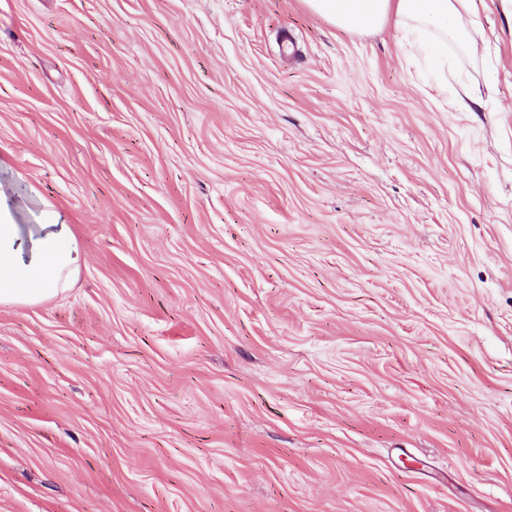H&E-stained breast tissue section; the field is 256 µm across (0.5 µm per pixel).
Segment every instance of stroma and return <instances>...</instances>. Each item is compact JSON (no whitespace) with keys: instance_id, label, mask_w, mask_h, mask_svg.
Masks as SVG:
<instances>
[{"instance_id":"35a3bbf8","label":"stroma","mask_w":512,"mask_h":512,"mask_svg":"<svg viewBox=\"0 0 512 512\" xmlns=\"http://www.w3.org/2000/svg\"><path fill=\"white\" fill-rule=\"evenodd\" d=\"M509 11L437 72L306 0H0V184L82 256L0 303V512H512Z\"/></svg>"}]
</instances>
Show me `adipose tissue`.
Masks as SVG:
<instances>
[{
	"label": "adipose tissue",
	"instance_id": "ef3b65f1",
	"mask_svg": "<svg viewBox=\"0 0 512 512\" xmlns=\"http://www.w3.org/2000/svg\"><path fill=\"white\" fill-rule=\"evenodd\" d=\"M311 9L351 33H368L396 20L410 29V47L444 66V39L470 55L475 0H308ZM81 261L79 246L62 216L41 211L33 224L17 223L8 195L0 190V303H37L69 287Z\"/></svg>",
	"mask_w": 512,
	"mask_h": 512
}]
</instances>
